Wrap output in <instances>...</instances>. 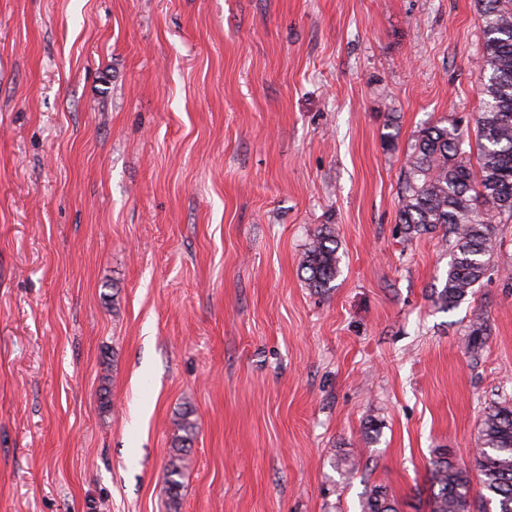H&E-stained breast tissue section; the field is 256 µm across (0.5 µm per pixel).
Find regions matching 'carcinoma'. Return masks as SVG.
Here are the masks:
<instances>
[{
    "instance_id": "carcinoma-1",
    "label": "carcinoma",
    "mask_w": 512,
    "mask_h": 512,
    "mask_svg": "<svg viewBox=\"0 0 512 512\" xmlns=\"http://www.w3.org/2000/svg\"><path fill=\"white\" fill-rule=\"evenodd\" d=\"M484 19L478 90L483 105L475 114L476 160L463 150L467 130L441 122L422 128L409 147L408 168L399 196V224L406 239L438 228L454 238L452 259L435 303L448 310L461 303L486 275L493 254L492 224L512 221V0H477ZM336 236L320 229L301 268L308 287L332 288L339 273ZM486 323L471 325L468 349L482 348ZM193 411L175 422L183 432L165 466L164 493L177 512L181 478L189 462L195 430ZM478 498L471 495L472 474L451 457L437 452L432 461L428 512H512V402L488 408L475 451ZM362 512H399L382 484L374 485L361 503Z\"/></svg>"
}]
</instances>
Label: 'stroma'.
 <instances>
[{"instance_id":"stroma-1","label":"stroma","mask_w":512,"mask_h":512,"mask_svg":"<svg viewBox=\"0 0 512 512\" xmlns=\"http://www.w3.org/2000/svg\"><path fill=\"white\" fill-rule=\"evenodd\" d=\"M482 52L476 0H0V512H167L184 408L179 512H424L436 449L474 467L512 222L446 312L452 241L398 202ZM340 258L336 236L330 228L320 229L307 249L301 268L307 274L309 288L322 292L334 288L331 285L339 273ZM193 411L186 409L179 414L175 422L178 430L183 432L179 443L172 448L165 466L164 493L167 497L170 511L177 512L179 506V491L181 478L189 462V444L195 430V422L192 419ZM362 512H399L397 502L382 484L374 485L361 503Z\"/></svg>"}]
</instances>
